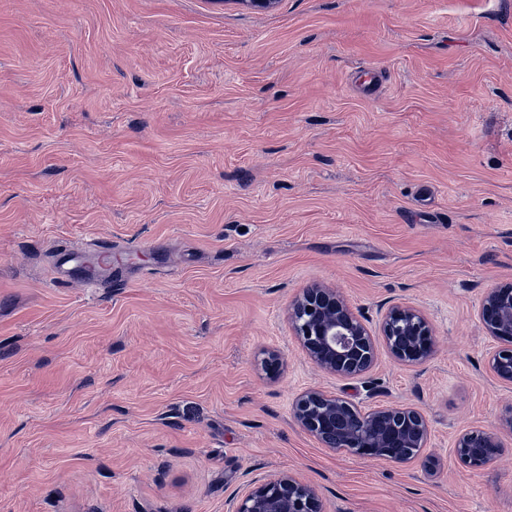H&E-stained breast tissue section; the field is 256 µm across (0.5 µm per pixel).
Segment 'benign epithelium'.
<instances>
[{
    "label": "benign epithelium",
    "instance_id": "obj_1",
    "mask_svg": "<svg viewBox=\"0 0 512 512\" xmlns=\"http://www.w3.org/2000/svg\"><path fill=\"white\" fill-rule=\"evenodd\" d=\"M479 321L494 341L487 352L489 371L512 383V283L490 289L479 306ZM288 321L312 364L340 378H359L376 364V337L390 356L407 365H423L435 354L434 329L428 317L407 304L391 306L378 330L330 286L313 285L292 301ZM294 420L323 447L367 459L408 463L429 447L426 417L410 405L362 407L345 397L309 388L292 401ZM512 434V405L497 423L466 429L454 443L455 459L467 468L494 463L505 451L502 432ZM232 512H322L318 490L283 473L253 483Z\"/></svg>",
    "mask_w": 512,
    "mask_h": 512
}]
</instances>
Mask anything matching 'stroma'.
Wrapping results in <instances>:
<instances>
[{"instance_id": "35a3bbf8", "label": "stroma", "mask_w": 512, "mask_h": 512, "mask_svg": "<svg viewBox=\"0 0 512 512\" xmlns=\"http://www.w3.org/2000/svg\"><path fill=\"white\" fill-rule=\"evenodd\" d=\"M100 239L111 281L59 276ZM511 282L512 0H0V512H229L288 472L324 512H512V451L453 455L512 403L477 315ZM315 283L422 309L435 356L320 372ZM310 387L431 446L324 448ZM291 412L301 428L336 452L408 463L430 447L429 423L410 405L366 408L313 387L295 397Z\"/></svg>"}]
</instances>
